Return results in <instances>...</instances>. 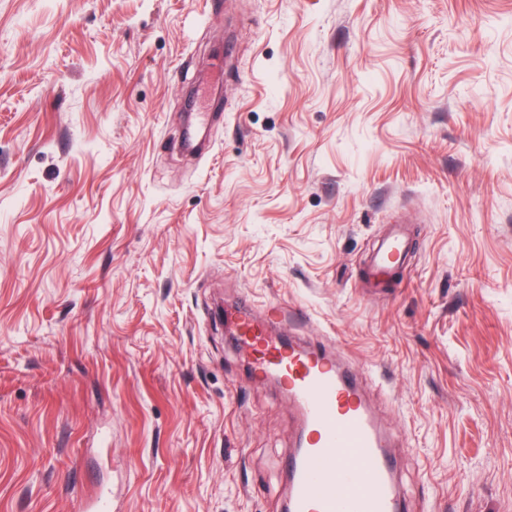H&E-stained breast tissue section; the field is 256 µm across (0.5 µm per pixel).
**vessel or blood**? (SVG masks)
<instances>
[{
  "mask_svg": "<svg viewBox=\"0 0 512 512\" xmlns=\"http://www.w3.org/2000/svg\"><path fill=\"white\" fill-rule=\"evenodd\" d=\"M409 243L393 229L370 257L373 271L394 273ZM281 308L257 318L249 303L231 312L232 332L254 376L275 378L298 408L301 449L289 461L288 512H398L389 445L361 393L326 349L274 334Z\"/></svg>",
  "mask_w": 512,
  "mask_h": 512,
  "instance_id": "vessel-or-blood-1",
  "label": "vessel or blood"
}]
</instances>
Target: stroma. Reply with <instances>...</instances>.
<instances>
[{
	"instance_id": "1",
	"label": "stroma",
	"mask_w": 512,
	"mask_h": 512,
	"mask_svg": "<svg viewBox=\"0 0 512 512\" xmlns=\"http://www.w3.org/2000/svg\"><path fill=\"white\" fill-rule=\"evenodd\" d=\"M245 292L350 364L403 512H512V0H0V512H282ZM409 249L404 233L394 228L378 243L370 256V267L377 273L392 274L403 264Z\"/></svg>"
}]
</instances>
